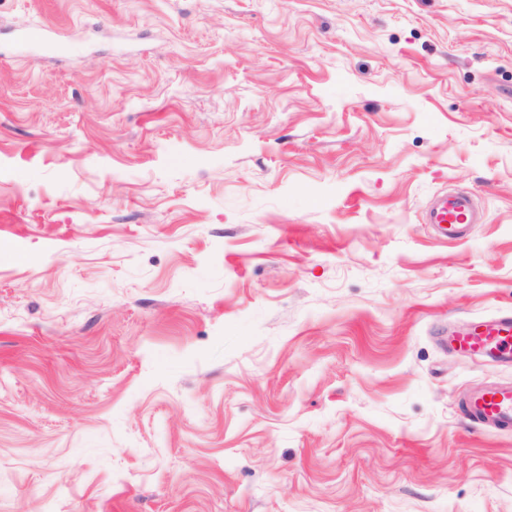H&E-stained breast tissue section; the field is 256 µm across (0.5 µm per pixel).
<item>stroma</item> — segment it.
<instances>
[{
  "instance_id": "1",
  "label": "stroma",
  "mask_w": 512,
  "mask_h": 512,
  "mask_svg": "<svg viewBox=\"0 0 512 512\" xmlns=\"http://www.w3.org/2000/svg\"><path fill=\"white\" fill-rule=\"evenodd\" d=\"M511 310L512 0H0V512H512ZM478 222L475 200L466 192L441 193L424 209V224H429L439 238L450 242L463 240L472 224ZM448 345L492 363H509L512 361V314L474 320L448 336ZM466 414L485 429H512V386L475 393L466 405Z\"/></svg>"
}]
</instances>
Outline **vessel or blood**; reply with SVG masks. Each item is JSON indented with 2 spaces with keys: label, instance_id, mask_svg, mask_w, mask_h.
<instances>
[{
  "label": "vessel or blood",
  "instance_id": "1",
  "mask_svg": "<svg viewBox=\"0 0 512 512\" xmlns=\"http://www.w3.org/2000/svg\"><path fill=\"white\" fill-rule=\"evenodd\" d=\"M424 221L435 234L447 241H461L479 213L473 196L450 191L439 194L424 209ZM449 346L456 351L493 363L512 361V314L478 319L452 333ZM469 419L486 429H512V386L489 388L475 393L466 405Z\"/></svg>",
  "mask_w": 512,
  "mask_h": 512
}]
</instances>
